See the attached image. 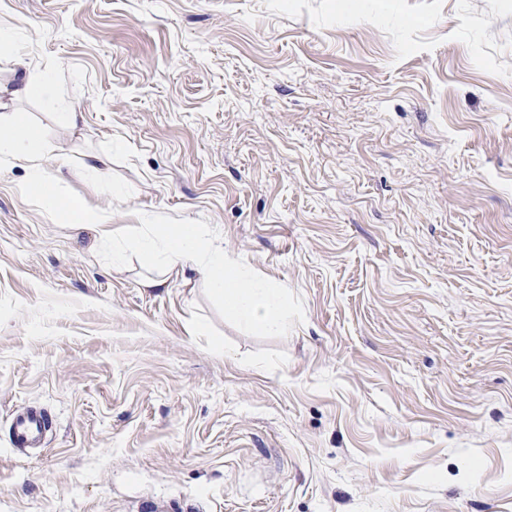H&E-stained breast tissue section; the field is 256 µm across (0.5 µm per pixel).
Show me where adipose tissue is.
<instances>
[{"label":"adipose tissue","instance_id":"1","mask_svg":"<svg viewBox=\"0 0 512 512\" xmlns=\"http://www.w3.org/2000/svg\"><path fill=\"white\" fill-rule=\"evenodd\" d=\"M10 95L15 99H38L51 109L65 106L56 76L48 70L22 68L20 80ZM48 154V144L30 132L25 113H10L6 123L0 124V157L27 163L29 195L37 199L50 197L56 211L76 222L100 227L111 223L114 213L110 208L91 210L51 196L50 181L42 167ZM134 256L149 269L148 274L141 277L142 288L165 287L189 266L208 288L223 297L224 308L230 316L243 319L268 334L282 332L286 327L288 309L283 289L241 267L221 244L206 238L195 225L150 224L136 236L113 237V268L126 269Z\"/></svg>","mask_w":512,"mask_h":512}]
</instances>
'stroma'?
<instances>
[{
	"label": "stroma",
	"instance_id": "stroma-1",
	"mask_svg": "<svg viewBox=\"0 0 512 512\" xmlns=\"http://www.w3.org/2000/svg\"><path fill=\"white\" fill-rule=\"evenodd\" d=\"M1 102L107 157L57 195L199 225L288 329L140 287L0 159V512H512V0H0ZM22 67L18 84L8 92L14 99L36 98L50 109L65 107L60 98L58 83L53 71L31 70L27 63L20 61ZM47 416L38 409L17 412L11 423V441L14 448L38 446L48 425Z\"/></svg>",
	"mask_w": 512,
	"mask_h": 512
}]
</instances>
